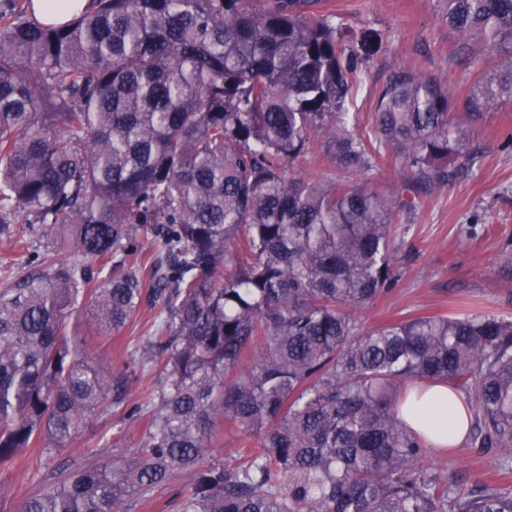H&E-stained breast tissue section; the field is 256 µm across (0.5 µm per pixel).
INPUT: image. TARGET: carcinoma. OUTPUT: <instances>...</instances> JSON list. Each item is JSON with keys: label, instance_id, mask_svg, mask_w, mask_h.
<instances>
[{"label": "carcinoma", "instance_id": "cac0c4a2", "mask_svg": "<svg viewBox=\"0 0 512 512\" xmlns=\"http://www.w3.org/2000/svg\"><path fill=\"white\" fill-rule=\"evenodd\" d=\"M0 8V224L54 233L55 261L0 290V463L73 439L125 386L67 339L90 308L119 332L143 302L161 384L141 450L60 469L18 512H130L178 472L181 512H512V490L465 491L424 464L400 391L442 382L474 442L512 461V317L457 306L368 330L356 311L399 279L396 190L350 179L397 155L407 190L481 160V111L512 66L452 112L448 87L398 67L373 125L345 101L377 35L345 34L321 0H91L62 24ZM461 63L512 53V0H446ZM325 156L346 177L287 173ZM224 422L249 447L199 466Z\"/></svg>", "mask_w": 512, "mask_h": 512}]
</instances>
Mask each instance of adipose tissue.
I'll use <instances>...</instances> for the list:
<instances>
[{"label":"adipose tissue","mask_w":512,"mask_h":512,"mask_svg":"<svg viewBox=\"0 0 512 512\" xmlns=\"http://www.w3.org/2000/svg\"><path fill=\"white\" fill-rule=\"evenodd\" d=\"M400 415L436 448L458 446L469 432L468 410L461 396L445 384L410 389L400 404Z\"/></svg>","instance_id":"ef3b65f1"}]
</instances>
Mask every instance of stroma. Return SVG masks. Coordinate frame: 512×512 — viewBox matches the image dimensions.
<instances>
[{
	"label": "stroma",
	"instance_id": "obj_1",
	"mask_svg": "<svg viewBox=\"0 0 512 512\" xmlns=\"http://www.w3.org/2000/svg\"><path fill=\"white\" fill-rule=\"evenodd\" d=\"M336 24L378 33V52L363 63L348 101V122L365 129L373 122L379 92L401 65L435 76L462 106L482 75L512 63V57L486 52L482 68L460 66L454 59L458 34L449 28L445 0H324ZM482 158L470 175L442 190L419 193L414 209L402 210L406 225L395 243L399 282L359 317L364 328L414 316L446 312L463 299L481 310L512 316V98L483 110L473 130ZM27 246L39 263L53 262L50 234L25 224L0 226V289L25 275L19 260ZM155 312L143 308L120 333L98 334L89 319L72 320L94 361L128 372L123 407L104 402L81 423L72 442L59 450L35 449L9 465H0V512H16L19 502L63 464L98 465L132 456L141 447L153 406L150 392L157 373L138 367L151 340ZM428 460L464 488L495 483L512 489V467L494 450L463 442L434 449Z\"/></svg>",
	"mask_w": 512,
	"mask_h": 512
}]
</instances>
